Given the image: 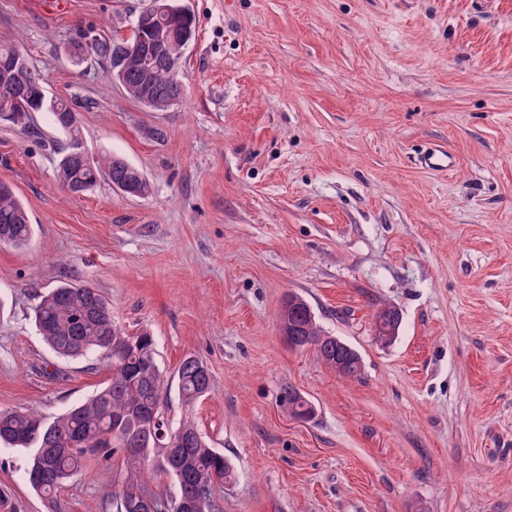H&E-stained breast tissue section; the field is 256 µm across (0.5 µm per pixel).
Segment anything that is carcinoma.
<instances>
[{"label":"carcinoma","instance_id":"1","mask_svg":"<svg viewBox=\"0 0 512 512\" xmlns=\"http://www.w3.org/2000/svg\"><path fill=\"white\" fill-rule=\"evenodd\" d=\"M188 27L196 28L192 14L179 15L171 23L167 53L175 62L184 50L181 30ZM72 47L76 54L92 52L105 76L116 83L125 81V93L136 102L144 87L160 101L181 96L175 71L157 63L147 61L118 77L112 70L116 44L108 37L80 31ZM11 57L18 58L31 86L46 85V77L17 47L0 45V61ZM34 112L51 113L56 127L68 138L55 171L62 188L85 193L103 177L112 183L128 181L140 195L149 192L141 171L121 157L109 152L87 160L71 155L73 144L82 140V132L65 100L42 104L33 95L20 103L10 90L0 88L1 123L25 131L31 127ZM32 232L29 215L12 186L0 181V245L23 247ZM281 310L291 332L289 345L313 348L330 367L343 363L345 377L359 374V354L326 334L302 297L288 295ZM33 316L39 335L54 353L62 358L105 359L112 366V381L57 416L0 410V447L25 452L23 473L30 487L52 499L85 469L87 454L118 448L125 465L112 475L116 512H146L147 501L151 512H223L218 489L235 481V471L229 459L208 444L193 418L194 406L211 389V375L198 368V358L189 356L178 367L179 398L185 414L175 426L168 416V387L157 363L153 336L146 331L135 336L123 334L109 304L96 289L72 284L54 288L39 296ZM282 400L293 415L311 414L312 403L292 387L283 390ZM157 420L169 431L183 434L180 447L168 448L166 441L157 439Z\"/></svg>","mask_w":512,"mask_h":512}]
</instances>
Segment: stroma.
I'll list each match as a JSON object with an SVG mask.
<instances>
[{
    "label": "stroma",
    "instance_id": "stroma-1",
    "mask_svg": "<svg viewBox=\"0 0 512 512\" xmlns=\"http://www.w3.org/2000/svg\"><path fill=\"white\" fill-rule=\"evenodd\" d=\"M183 4L184 96L155 112L70 50L77 27L128 30L142 0H0V43L69 101L86 150L151 186L68 195L49 113L0 126V179L33 224L27 246H0V410L54 416L110 382L32 319L38 294L82 284L153 335L169 384L184 357L207 365L194 416L236 471L224 512H512V0ZM436 144L451 170L418 165ZM291 293L360 376L288 346ZM389 306L402 325L384 343ZM288 386L311 420L291 417ZM123 462L89 461L50 504L2 449L0 492L8 512H113ZM376 319H382L386 321L389 325H393L399 330L402 322V317L399 311L393 307H387L379 310L376 314ZM378 320L376 321V335L379 336H387L389 340H392L396 337L397 330L392 326H388L384 323V321Z\"/></svg>",
    "mask_w": 512,
    "mask_h": 512
}]
</instances>
